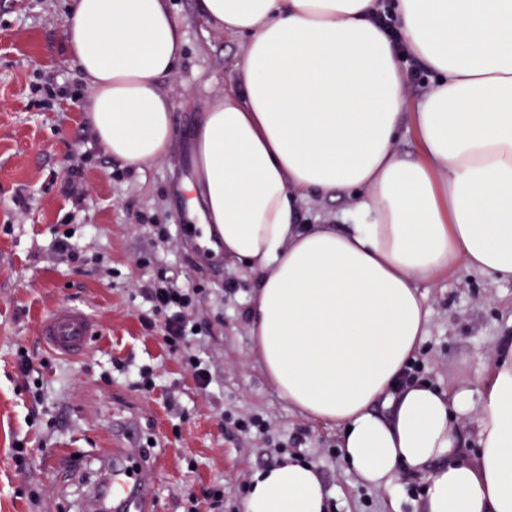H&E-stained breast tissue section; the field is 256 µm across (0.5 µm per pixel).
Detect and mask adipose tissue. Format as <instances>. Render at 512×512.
<instances>
[{
  "label": "adipose tissue",
  "mask_w": 512,
  "mask_h": 512,
  "mask_svg": "<svg viewBox=\"0 0 512 512\" xmlns=\"http://www.w3.org/2000/svg\"><path fill=\"white\" fill-rule=\"evenodd\" d=\"M386 9L398 39L374 22ZM197 14L246 39L195 128L188 189L225 258L259 278L248 323L271 384L339 430L362 484L421 475V512H512V345L451 393L402 379L429 322L422 283L459 263L512 282V0H197ZM63 29L106 153L136 168L164 158L162 80L184 44L165 0H72ZM407 54L432 77L411 109ZM312 194L356 202L341 223L304 224ZM328 500L317 467L287 456L253 474L242 508Z\"/></svg>",
  "instance_id": "adipose-tissue-1"
}]
</instances>
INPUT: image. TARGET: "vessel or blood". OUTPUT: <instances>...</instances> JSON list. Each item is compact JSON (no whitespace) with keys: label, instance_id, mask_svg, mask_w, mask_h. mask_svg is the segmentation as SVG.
<instances>
[{"label":"vessel or blood","instance_id":"1","mask_svg":"<svg viewBox=\"0 0 512 512\" xmlns=\"http://www.w3.org/2000/svg\"><path fill=\"white\" fill-rule=\"evenodd\" d=\"M95 333L91 317L73 307L54 310L40 326L43 343L65 355L83 352ZM114 445L123 454L137 456L140 464L130 472L118 470L112 466L111 451L102 452L100 481L81 503V512H153L152 485L160 459L143 447L141 430L135 418L128 417L118 423Z\"/></svg>","mask_w":512,"mask_h":512}]
</instances>
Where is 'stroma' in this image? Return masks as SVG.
<instances>
[{
  "label": "stroma",
  "instance_id": "obj_1",
  "mask_svg": "<svg viewBox=\"0 0 512 512\" xmlns=\"http://www.w3.org/2000/svg\"><path fill=\"white\" fill-rule=\"evenodd\" d=\"M71 0H0V512H77L111 447L113 418H140L165 460L155 478V512H212L211 487L226 512H241L254 471L288 455L319 469L331 512H418L424 483L402 477L396 493L359 483L338 453L339 435L294 409L268 381L252 350L249 300L254 273L200 247L188 228L194 178L190 142L203 113L223 96L246 40L201 21L195 0H169L185 37L178 67L163 80L176 136L164 158L135 170L113 159L87 129L89 85L68 55L63 20ZM64 94L44 107L43 86ZM170 242L158 239L160 225ZM71 234L75 255L54 244ZM200 289L196 310L222 376L199 389L161 328L145 330L141 285L157 272ZM421 291L430 310L417 358L422 376L445 391L489 373L492 352L512 341V284H492L455 266ZM71 306L97 333L87 350L64 356L44 346L42 320ZM32 359L28 375L17 352ZM150 369L154 388L136 384ZM258 415L269 434L244 433ZM25 457L15 462L16 446ZM78 456L68 473L63 458Z\"/></svg>",
  "mask_w": 512,
  "mask_h": 512
}]
</instances>
